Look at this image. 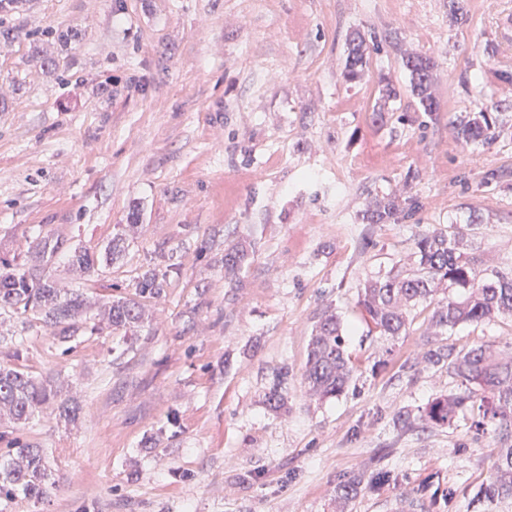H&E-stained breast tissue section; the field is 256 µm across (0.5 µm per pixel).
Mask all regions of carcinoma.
I'll list each match as a JSON object with an SVG mask.
<instances>
[{
    "label": "carcinoma",
    "instance_id": "obj_1",
    "mask_svg": "<svg viewBox=\"0 0 512 512\" xmlns=\"http://www.w3.org/2000/svg\"><path fill=\"white\" fill-rule=\"evenodd\" d=\"M22 0H0V48L13 46L20 30L14 23ZM379 47L378 36L356 33L347 43L344 72L356 78L367 64V55ZM403 65L409 72L411 93L419 109L431 114L438 110L433 92L436 60L422 54H407ZM496 123L488 112H475L456 127L459 139L478 147L489 143L495 135ZM403 212L401 203L385 197L375 207L362 214L365 224H387L396 221ZM125 234L112 238L104 254L97 258L85 250L68 253V262L82 273L97 265H112L125 252ZM63 243L40 239L31 255V263L13 265L0 263V315L30 314L43 324L58 328L56 339L68 342L84 322L90 330L97 322L106 321L112 331L141 326L143 302L160 298L167 285L169 269L158 265L148 268L135 281L134 292L113 297L95 305L83 294L62 287L45 272V266ZM252 250L243 243L224 251V270L235 274L248 264ZM415 265L384 277L371 278L360 288V304L366 318L379 335L394 338L406 332L412 313L422 304H434L428 319L435 336H441L465 323H482L501 316H512V272L481 268V261L463 251L462 227L450 224L434 230L415 242ZM447 289L457 291V297L437 299ZM432 366L448 369L468 387L466 395H441L421 409L420 420L432 427L453 422L467 400L477 396L479 404L473 415L476 429L487 425L505 432L509 442L500 449L488 482L480 497L487 501L512 498V360L503 362L487 345H476L458 352L433 344L425 353ZM357 369L346 350L340 318L334 312L325 314L312 328L309 336L303 380L310 395L331 399L345 393L354 383ZM286 374L275 375L266 394L267 406L277 412L285 405L283 388ZM56 405L59 416L74 419L80 407L70 401L56 402L51 385L22 370L16 364H0V411L15 424L28 422L43 408ZM46 455L41 448L17 444L0 450V501L10 502L22 497L39 500L48 490ZM363 479H348L336 489L338 499L349 501L356 496Z\"/></svg>",
    "mask_w": 512,
    "mask_h": 512
}]
</instances>
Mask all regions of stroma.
<instances>
[{
    "instance_id": "obj_1",
    "label": "stroma",
    "mask_w": 512,
    "mask_h": 512,
    "mask_svg": "<svg viewBox=\"0 0 512 512\" xmlns=\"http://www.w3.org/2000/svg\"><path fill=\"white\" fill-rule=\"evenodd\" d=\"M24 0L23 31L82 36L0 51V259L25 262L38 238L98 254L130 219L125 255L60 284L130 292L147 264H173L152 320L129 344L105 329L54 341L24 318L21 363L77 396V421L41 415L0 424L44 449L43 501L1 512H334L336 487L384 470L348 512H512L477 492L501 446L470 412L420 420L431 399L465 391L422 359L429 309L380 336L358 304L364 281L408 267L416 240L476 223L484 265L512 271V0ZM386 35L361 75H344L351 32ZM433 56L439 110L421 112L402 51ZM399 96L375 118L384 84ZM496 117L473 149L452 124ZM396 196L408 214L363 224ZM250 262L224 270V250ZM335 308L357 368L354 388L319 402L304 388L313 326ZM440 344L491 345L512 357V320L462 324ZM286 372L287 412L265 395ZM408 411L409 420L398 418ZM252 250L243 243L235 244L224 251V270L227 274H235L248 264Z\"/></svg>"
}]
</instances>
